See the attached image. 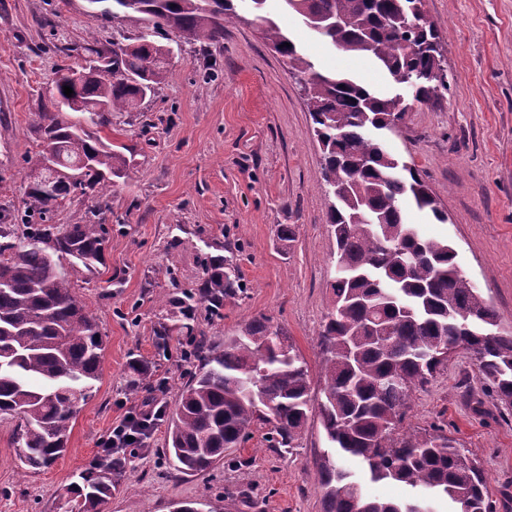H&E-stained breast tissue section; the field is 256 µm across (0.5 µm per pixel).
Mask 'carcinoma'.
I'll use <instances>...</instances> for the list:
<instances>
[{
  "label": "carcinoma",
  "mask_w": 512,
  "mask_h": 512,
  "mask_svg": "<svg viewBox=\"0 0 512 512\" xmlns=\"http://www.w3.org/2000/svg\"><path fill=\"white\" fill-rule=\"evenodd\" d=\"M238 0H87L93 12L142 32L110 50L85 48L88 77L74 83L56 72L38 130L54 140L63 166L79 178L51 179L44 152L24 177L27 210L0 223V413L19 418L16 457L37 470L65 451L70 427L93 397L105 340L96 317L75 290L73 276L104 265L108 228L93 209L60 229L51 215L65 201L122 178L126 155L99 133L112 113L129 112L167 74L168 45L161 32L218 46L224 26L242 20ZM263 22L266 44L306 79L305 94L322 146L327 224L336 238L333 303L321 336L323 398L320 423L332 453L319 461L324 512H416L423 498L444 499L450 512H493L480 462L458 448L440 426L422 436L395 435L413 388L423 387L464 347L496 401L512 407V335L494 331L498 315L476 288L463 285L455 249L428 239L406 220L414 202L439 223L447 221L433 190L413 165L387 150L383 136L406 111L346 73L324 75L288 32L263 15L267 0H250ZM306 26L326 29L323 40L343 53L376 63L394 79L407 77L417 101L448 89L440 37L422 0H284ZM290 46H284V43ZM72 88L68 97L63 87ZM196 292L169 298L184 322L162 326L192 335L194 304L224 306L235 281L215 258ZM279 338L275 346L267 341ZM199 362L168 424V453L177 470H204L224 450L249 440L251 427L268 425V442L290 453L310 413L307 362L288 337L252 322L218 350L200 341ZM356 461L370 482L411 490L406 501L368 496L351 470ZM123 459L101 451L74 485L75 512H101L123 472Z\"/></svg>",
  "instance_id": "cac0c4a2"
}]
</instances>
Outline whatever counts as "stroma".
<instances>
[{"instance_id":"35a3bbf8","label":"stroma","mask_w":512,"mask_h":512,"mask_svg":"<svg viewBox=\"0 0 512 512\" xmlns=\"http://www.w3.org/2000/svg\"><path fill=\"white\" fill-rule=\"evenodd\" d=\"M424 9L443 39L449 87L410 102L388 148L421 171L448 220L413 207L406 219L425 237L448 239L500 330L512 333V0H424ZM266 12L317 69L403 93L368 61L320 41L280 0H267ZM239 13L216 47L168 32L165 80L137 111L113 113L103 132L130 159L128 175L104 199L76 196L53 215L63 227L97 207L110 229L104 265L77 287L106 337L102 374L71 423L66 452L48 468L20 467L19 420L0 416V512H73L72 483L113 426L151 397L164 402V417L145 440L147 454H131L103 512H174L185 502L214 512H323L318 462L329 443L318 416L289 454L260 429L204 471L180 472L164 454L168 419L196 370L180 359L191 338L169 336L167 352L157 350L156 331L170 316L164 297L196 290L211 257L223 256L241 289L219 313L198 310L194 336L220 348L266 318L306 360L312 400L322 397L319 331L336 240L321 150L299 83L253 12ZM139 34L89 14L85 0H0V214L25 207L22 171L40 149L36 114L52 73L83 66L86 44H127ZM282 224L296 225L295 242L279 239ZM136 361L148 371L133 394ZM434 425L478 458L496 512H512V410L492 400L466 350L413 394L401 431Z\"/></svg>"}]
</instances>
